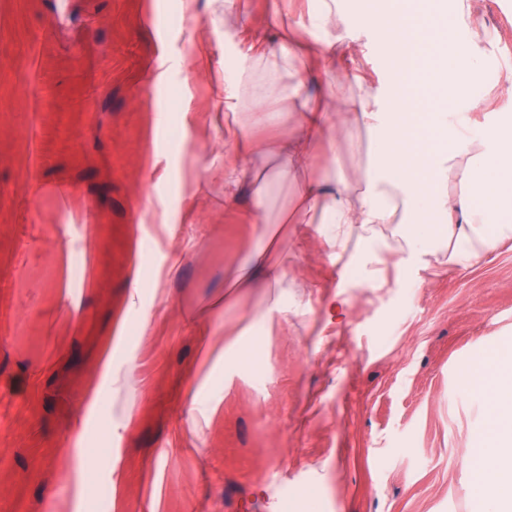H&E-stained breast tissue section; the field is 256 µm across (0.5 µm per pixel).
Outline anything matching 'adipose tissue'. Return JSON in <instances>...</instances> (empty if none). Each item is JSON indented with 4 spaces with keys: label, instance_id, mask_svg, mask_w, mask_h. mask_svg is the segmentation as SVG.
Segmentation results:
<instances>
[{
    "label": "adipose tissue",
    "instance_id": "ef3b65f1",
    "mask_svg": "<svg viewBox=\"0 0 512 512\" xmlns=\"http://www.w3.org/2000/svg\"><path fill=\"white\" fill-rule=\"evenodd\" d=\"M437 13L430 0H390L374 17L362 0L348 15L336 0H316L278 49L257 37L241 42L235 70L224 77L225 111L251 109L273 124L280 118L274 104L285 101L296 121L293 133L250 144V163L224 171L225 205L235 202L241 183H249L257 207L247 220L260 226L263 239L254 271L239 269L233 288L252 287L257 271L279 281L280 248L301 224L333 256L354 239L379 253L397 252L401 266L424 269L442 263L468 269L512 239V119L478 134L467 112L431 104L432 94L441 93L469 109L485 107L475 93L482 58L474 51L484 34L469 24L471 0H454L452 26L439 25ZM368 28L399 57L398 80L386 90L366 91L348 117L338 109L343 70L317 100L303 95L295 74L321 65L304 52L307 39L317 38L327 50L346 42L351 56V30ZM354 127L372 144L355 179L347 180L337 164L318 168L319 145L333 135L349 139ZM288 176L296 180V204L271 221L264 202L273 183ZM452 181L459 192H449ZM460 377L488 408L472 441L481 468L494 476L482 512H512V349L483 350L461 366Z\"/></svg>",
    "mask_w": 512,
    "mask_h": 512
}]
</instances>
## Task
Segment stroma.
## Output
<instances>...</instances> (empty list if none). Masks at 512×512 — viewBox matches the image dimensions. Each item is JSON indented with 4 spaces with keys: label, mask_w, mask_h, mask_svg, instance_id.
<instances>
[{
    "label": "stroma",
    "mask_w": 512,
    "mask_h": 512,
    "mask_svg": "<svg viewBox=\"0 0 512 512\" xmlns=\"http://www.w3.org/2000/svg\"><path fill=\"white\" fill-rule=\"evenodd\" d=\"M241 4L275 49L309 2ZM472 16L477 92L512 116V11ZM237 19L0 0V512H474L458 368L512 342V248L409 270L306 234L279 285L225 298L261 245L249 189L224 204Z\"/></svg>",
    "instance_id": "obj_1"
}]
</instances>
